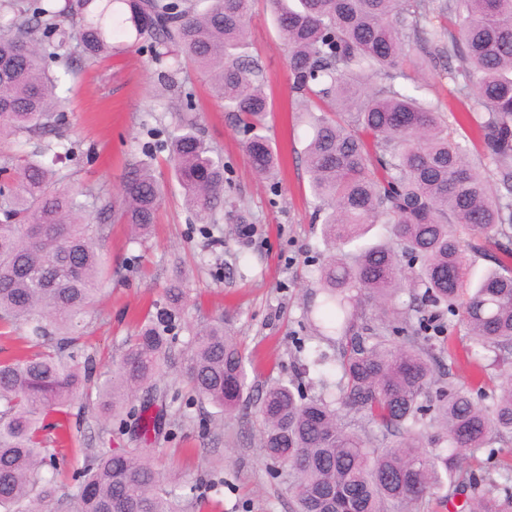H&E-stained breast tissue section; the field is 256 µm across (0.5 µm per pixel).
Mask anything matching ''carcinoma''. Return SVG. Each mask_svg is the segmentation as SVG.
<instances>
[{"label": "carcinoma", "instance_id": "obj_1", "mask_svg": "<svg viewBox=\"0 0 512 512\" xmlns=\"http://www.w3.org/2000/svg\"><path fill=\"white\" fill-rule=\"evenodd\" d=\"M256 0H0V141L27 143L58 126L69 99L55 62L69 73L71 41L87 60L112 55L114 14L152 58L186 59L209 75L263 179L279 158L266 134L274 102L258 59L246 54ZM288 52L298 111L312 131L309 191L328 255L320 266L322 328L334 336L340 378L330 398L306 399L278 381L257 404L261 444L287 468L293 512H415L443 483L471 512H512L509 478L474 467L492 443L512 447V0H271ZM121 10L114 11V4ZM80 15L70 32L59 23ZM457 107L419 98L397 80L440 58ZM169 164L186 205L203 221L224 211V159L192 124L169 134ZM4 160L14 185L0 187V335L18 320L45 349L0 359V509L50 512L54 479L43 475V420L82 397L114 415L148 390L160 402L163 371L179 370L197 396L226 412L247 405L244 357L214 318L176 350L186 299L180 279L144 315L112 379L91 386L79 366L87 318L104 279L100 225L84 198L60 189L43 152ZM164 186L133 162L112 200V218L138 236L156 224ZM374 224L390 235L371 241ZM489 263L477 281L469 256ZM408 292L410 302L395 298ZM376 311L369 315L366 306ZM466 330L467 352L494 353L498 392L488 404L450 381ZM404 333L397 344L391 335ZM140 441L161 429L144 417ZM355 414L360 421L351 423ZM74 512H179L145 448H111L88 465Z\"/></svg>", "mask_w": 512, "mask_h": 512}]
</instances>
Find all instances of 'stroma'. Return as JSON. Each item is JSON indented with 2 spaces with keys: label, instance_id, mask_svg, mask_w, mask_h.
Instances as JSON below:
<instances>
[{
  "label": "stroma",
  "instance_id": "35a3bbf8",
  "mask_svg": "<svg viewBox=\"0 0 512 512\" xmlns=\"http://www.w3.org/2000/svg\"><path fill=\"white\" fill-rule=\"evenodd\" d=\"M249 29V52L275 100L269 134L281 153V171L274 183L251 169L243 132L191 64L173 72L152 63L130 34L118 38L120 53L73 63L65 120L48 137L75 144L73 155L59 165L60 186L91 187L87 205L97 211L118 195L127 165L143 159L148 148L155 151L156 174L166 186L158 222L146 237L113 223L111 214L102 217L106 275L85 348L98 379L117 367L126 339L180 273L188 291L187 325L223 317L245 352L251 396L292 375L307 397L320 393L311 360L315 350L328 352L332 345L307 319L309 307L321 300L318 268L327 255L322 226L313 220L304 163L310 129L291 112L287 51L268 0H258ZM188 95L194 101L190 118L224 155L226 200L250 216L249 239H239L228 219L199 220L164 163L167 153L159 145L179 118L171 105ZM160 381L177 399L164 408L166 430L148 448L164 482L182 495L184 512H292L288 473L262 448L256 414L227 415L197 400L177 371L166 370ZM134 427V418L122 423L76 401L68 438L56 448L61 496L75 493L73 476L91 457L133 446Z\"/></svg>",
  "mask_w": 512,
  "mask_h": 512
}]
</instances>
